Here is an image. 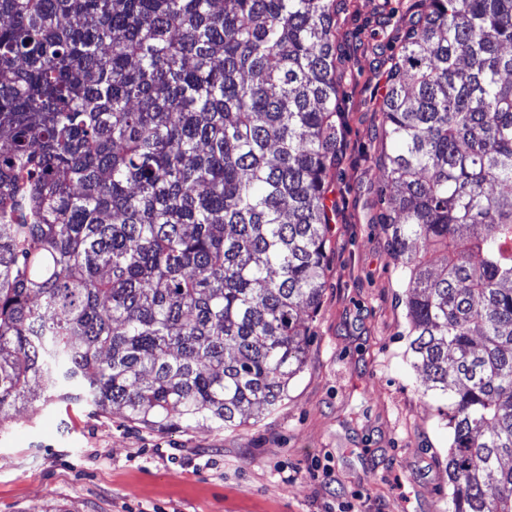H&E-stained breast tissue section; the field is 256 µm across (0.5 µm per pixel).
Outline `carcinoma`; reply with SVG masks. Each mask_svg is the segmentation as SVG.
I'll use <instances>...</instances> for the list:
<instances>
[{
    "instance_id": "cac0c4a2",
    "label": "carcinoma",
    "mask_w": 512,
    "mask_h": 512,
    "mask_svg": "<svg viewBox=\"0 0 512 512\" xmlns=\"http://www.w3.org/2000/svg\"><path fill=\"white\" fill-rule=\"evenodd\" d=\"M429 2L377 108L382 224L451 512H512V0ZM336 15L0 0V427L36 387L156 431L286 399L336 219Z\"/></svg>"
}]
</instances>
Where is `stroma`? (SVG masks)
Masks as SVG:
<instances>
[{
  "label": "stroma",
  "instance_id": "1",
  "mask_svg": "<svg viewBox=\"0 0 512 512\" xmlns=\"http://www.w3.org/2000/svg\"><path fill=\"white\" fill-rule=\"evenodd\" d=\"M340 2L336 222L287 400L234 431L159 432L64 403L17 411L0 429V512H448L449 430L407 353L404 272L370 159L384 62L412 7L429 6Z\"/></svg>",
  "mask_w": 512,
  "mask_h": 512
}]
</instances>
